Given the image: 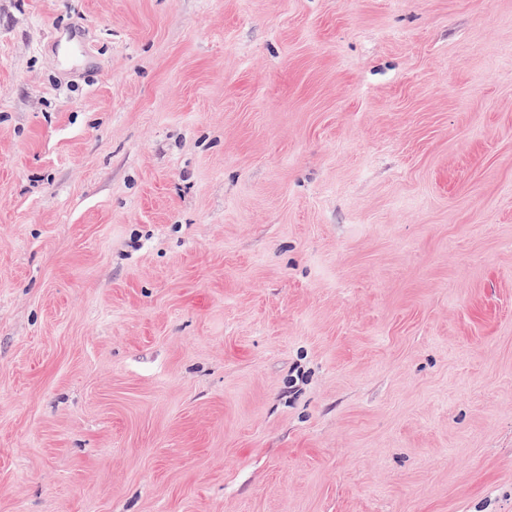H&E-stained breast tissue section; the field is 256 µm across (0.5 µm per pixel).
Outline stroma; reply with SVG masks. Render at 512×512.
Here are the masks:
<instances>
[{
  "mask_svg": "<svg viewBox=\"0 0 512 512\" xmlns=\"http://www.w3.org/2000/svg\"><path fill=\"white\" fill-rule=\"evenodd\" d=\"M0 512H512V0H0Z\"/></svg>",
  "mask_w": 512,
  "mask_h": 512,
  "instance_id": "1",
  "label": "stroma"
}]
</instances>
